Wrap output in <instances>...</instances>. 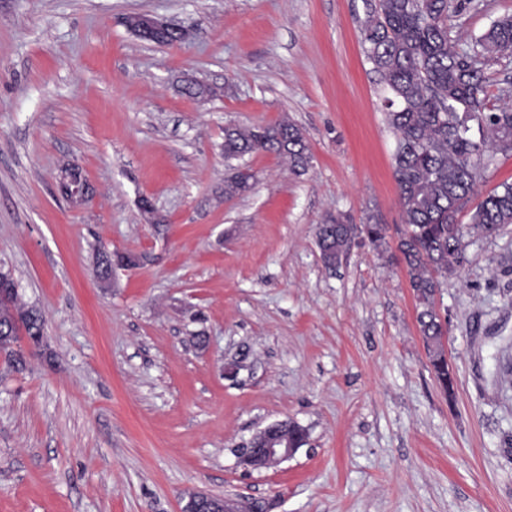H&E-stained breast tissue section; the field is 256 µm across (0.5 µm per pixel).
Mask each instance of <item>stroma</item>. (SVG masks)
I'll return each mask as SVG.
<instances>
[{
	"mask_svg": "<svg viewBox=\"0 0 512 512\" xmlns=\"http://www.w3.org/2000/svg\"><path fill=\"white\" fill-rule=\"evenodd\" d=\"M449 18L468 46L512 0ZM361 0H0V268L45 343L0 355V512H180L193 493L263 512H512V224L466 234L443 281L454 386L432 371L397 249L395 139L358 38ZM145 13L185 44L135 36ZM195 79L217 96H187ZM288 120L222 197L224 127ZM80 168L81 207L56 185ZM149 198L166 224L145 223ZM375 216L326 267L316 226ZM137 267L94 276L98 251ZM206 337L197 346V337ZM242 366L236 377L225 368ZM292 420L309 442L251 470L237 448Z\"/></svg>",
	"mask_w": 512,
	"mask_h": 512,
	"instance_id": "1",
	"label": "stroma"
}]
</instances>
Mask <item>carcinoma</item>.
<instances>
[{
  "label": "carcinoma",
  "instance_id": "obj_1",
  "mask_svg": "<svg viewBox=\"0 0 512 512\" xmlns=\"http://www.w3.org/2000/svg\"><path fill=\"white\" fill-rule=\"evenodd\" d=\"M458 0H362L357 16L360 41L376 76L381 110L395 137L393 175L404 224L397 249L405 264L419 312L418 322L434 374L452 393L453 378L443 348L448 319L435 295L441 279L466 262V243L457 216L476 192L478 176L493 155L512 154V104L490 101L484 67L491 59L512 57V16L494 20L467 48L451 36L448 18L460 12ZM273 152L297 175L311 166L303 131L282 120L274 125L224 128V158L242 160ZM252 177L231 172L224 198L251 188ZM472 228L491 236L512 224V183L504 182L479 201ZM357 235L375 249L387 244V227L372 215L360 226L349 216H327L317 225L325 262L340 264ZM37 346L44 337L41 312L18 300L10 273L0 271V353L16 368L24 365L14 349L19 336ZM293 445H307V430L288 422Z\"/></svg>",
  "mask_w": 512,
  "mask_h": 512
}]
</instances>
